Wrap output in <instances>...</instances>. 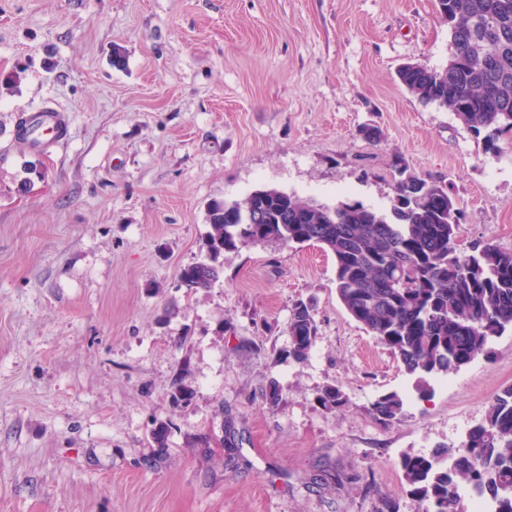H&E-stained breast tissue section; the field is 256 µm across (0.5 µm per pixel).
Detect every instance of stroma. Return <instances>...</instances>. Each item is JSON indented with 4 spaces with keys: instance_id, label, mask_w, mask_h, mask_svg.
Here are the masks:
<instances>
[{
    "instance_id": "stroma-1",
    "label": "stroma",
    "mask_w": 512,
    "mask_h": 512,
    "mask_svg": "<svg viewBox=\"0 0 512 512\" xmlns=\"http://www.w3.org/2000/svg\"><path fill=\"white\" fill-rule=\"evenodd\" d=\"M449 48L435 0H0V512H418L401 457L483 421L512 385L511 328L423 397L318 245L227 252L192 293L177 275L210 201L274 187L385 210L398 164L445 182L463 244L512 250V140L492 157L396 78ZM45 107L70 137L37 153L14 125ZM299 300L319 327L304 362L283 356ZM328 385L341 405L319 403ZM389 392L386 425L368 408ZM404 400L397 393H387L379 396L368 409L370 414L382 423L389 424L402 415Z\"/></svg>"
}]
</instances>
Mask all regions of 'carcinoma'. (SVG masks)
Masks as SVG:
<instances>
[{
  "instance_id": "obj_1",
  "label": "carcinoma",
  "mask_w": 512,
  "mask_h": 512,
  "mask_svg": "<svg viewBox=\"0 0 512 512\" xmlns=\"http://www.w3.org/2000/svg\"><path fill=\"white\" fill-rule=\"evenodd\" d=\"M437 6L455 54L443 70L406 66L398 79L413 97L453 112L498 157L500 139L512 137V0H437ZM392 190L386 211L360 202L315 205L276 188L214 200L206 208L201 259L180 269L178 287H213L226 251L318 243L334 257L336 294L346 312L426 393L430 380L460 370L512 327V250L490 241L461 248V213L441 181L398 166ZM288 335L287 357L306 361L318 324L303 301L293 305ZM318 400L332 407L343 395L327 385ZM403 408L392 392L369 412L389 424ZM170 434L169 423H157L151 446L169 447ZM401 470L422 512H466L464 488L494 512H512V385L494 397L462 444L406 455Z\"/></svg>"
}]
</instances>
